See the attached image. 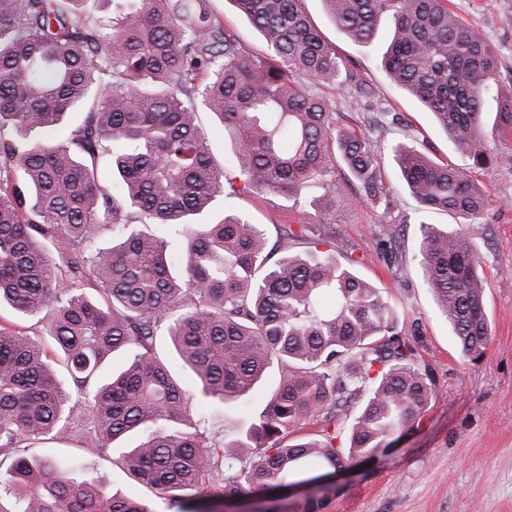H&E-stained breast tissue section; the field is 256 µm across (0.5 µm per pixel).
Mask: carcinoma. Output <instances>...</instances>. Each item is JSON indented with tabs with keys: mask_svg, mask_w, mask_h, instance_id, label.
I'll return each mask as SVG.
<instances>
[{
	"mask_svg": "<svg viewBox=\"0 0 512 512\" xmlns=\"http://www.w3.org/2000/svg\"><path fill=\"white\" fill-rule=\"evenodd\" d=\"M80 2L0 0V304L47 321L51 338L46 347L0 321V458L12 461L0 512H150L102 495L82 457L130 433L139 444L120 449L119 462L179 512L205 507L196 492L209 479L285 499L310 464L329 475L385 453L419 422L433 389L384 291L336 244V203L367 206L383 224L394 209L370 143L336 128L311 87L360 86L359 75L303 0H232L264 39V58L224 26L212 0H125L107 22L80 14ZM449 2L325 0L337 30L358 42L391 15V81L472 167H493L506 158L487 149L482 117L498 56ZM82 107V122L66 128ZM204 110L224 130L226 165L200 132ZM495 130L512 133V97ZM105 152L117 174L110 188L95 166ZM394 159L424 210L480 223L488 194L468 172L403 145ZM226 193L307 197L319 220L278 224L273 243L264 225L233 211L189 223ZM103 232L109 248L96 245ZM52 247L62 250L57 260ZM418 253L461 353L482 360L490 332L476 242L423 223ZM116 352L123 366L100 376ZM173 360L191 370L195 389ZM274 366L275 390L249 406ZM360 397L348 430L337 428L336 412ZM230 403L242 428L226 441L209 410ZM321 410L319 434L286 442ZM50 442L69 451L31 454ZM334 493L293 508L321 512Z\"/></svg>",
	"mask_w": 512,
	"mask_h": 512,
	"instance_id": "obj_1",
	"label": "carcinoma"
}]
</instances>
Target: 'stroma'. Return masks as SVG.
Instances as JSON below:
<instances>
[{"label": "stroma", "instance_id": "stroma-1", "mask_svg": "<svg viewBox=\"0 0 512 512\" xmlns=\"http://www.w3.org/2000/svg\"><path fill=\"white\" fill-rule=\"evenodd\" d=\"M304 3L364 83L365 108L359 112L346 106V88L324 89L336 126L368 139L381 161L385 184L395 194L390 224L379 223L376 212L366 206L337 205L336 236L352 248L358 274L383 288L398 309L433 388L419 425L371 467L348 470L340 492L330 496L323 512H512V135L493 132L498 103L488 96L483 114L487 146L506 161L475 173L488 193L487 223L470 225L454 213L423 211L401 185L394 147L408 145L463 169L470 161L453 149L430 112L389 81L383 53L393 33L391 20L382 18L373 40L359 44L337 33L324 0ZM450 7L494 47L499 59L496 82L502 90L512 89V0H452ZM228 209L269 227L312 222L317 216L309 204L296 207L270 193L216 198L209 216L218 218ZM424 222L451 231L468 229L480 247L491 328L480 363L462 357L424 283L415 259ZM116 459L112 452L89 459L104 495L131 496L151 512H169L166 496L138 484Z\"/></svg>", "mask_w": 512, "mask_h": 512}]
</instances>
